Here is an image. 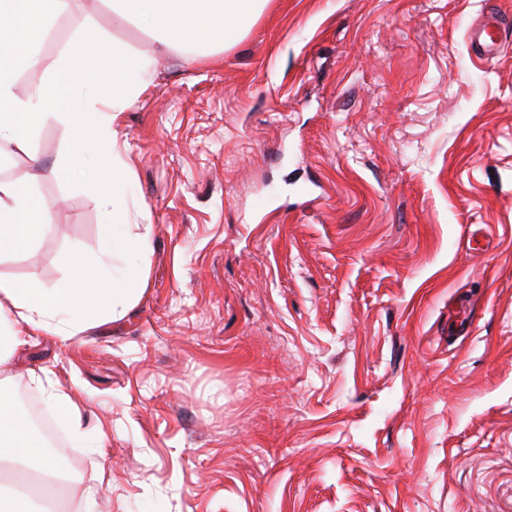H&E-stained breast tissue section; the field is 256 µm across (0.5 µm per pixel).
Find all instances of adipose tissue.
Listing matches in <instances>:
<instances>
[{
	"label": "adipose tissue",
	"instance_id": "adipose-tissue-1",
	"mask_svg": "<svg viewBox=\"0 0 512 512\" xmlns=\"http://www.w3.org/2000/svg\"><path fill=\"white\" fill-rule=\"evenodd\" d=\"M113 14L137 22L186 47L227 48L236 44L269 0H110ZM68 0H0V166L13 149L29 146L36 128L49 121L73 133L75 157L67 176L87 181L96 192L105 222L98 251L75 256L71 282L46 288L33 280L0 278V365L32 334L68 342L77 332L122 318L139 300L147 277L148 234L124 224L127 179L112 145V125L146 87L149 64L104 44L96 66L111 70L104 85L85 60L65 55L56 70L28 95L14 91L18 72L40 62L39 42ZM111 110H102L103 102ZM49 229L47 209L29 175L0 182V256L24 253ZM0 466L9 471L0 486V512H33L32 486L44 498L60 490L61 475L20 412L13 385L0 380Z\"/></svg>",
	"mask_w": 512,
	"mask_h": 512
}]
</instances>
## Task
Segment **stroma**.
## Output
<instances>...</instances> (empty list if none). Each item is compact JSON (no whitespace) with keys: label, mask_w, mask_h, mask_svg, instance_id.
I'll list each match as a JSON object with an SVG mask.
<instances>
[{"label":"stroma","mask_w":512,"mask_h":512,"mask_svg":"<svg viewBox=\"0 0 512 512\" xmlns=\"http://www.w3.org/2000/svg\"><path fill=\"white\" fill-rule=\"evenodd\" d=\"M494 16L480 57L467 29ZM153 64L112 127L149 232L122 319L36 336L0 368L81 394L92 448L52 458L93 512H512V0H270L230 49L188 60L105 0L75 22ZM48 122L30 175L49 231L0 277L69 280L104 214L64 178Z\"/></svg>","instance_id":"obj_1"}]
</instances>
